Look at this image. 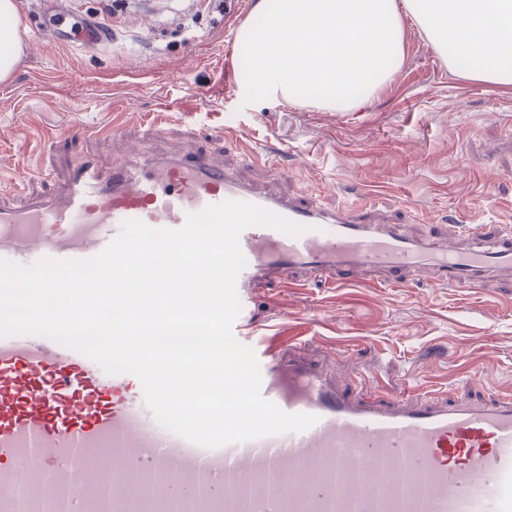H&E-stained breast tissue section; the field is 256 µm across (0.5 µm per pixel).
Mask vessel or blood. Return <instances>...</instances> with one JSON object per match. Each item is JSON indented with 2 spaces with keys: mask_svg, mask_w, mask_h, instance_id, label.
<instances>
[{
  "mask_svg": "<svg viewBox=\"0 0 512 512\" xmlns=\"http://www.w3.org/2000/svg\"><path fill=\"white\" fill-rule=\"evenodd\" d=\"M55 42L98 48L107 20ZM234 199L309 225L293 238L269 226L240 235L237 279L248 308L275 288L379 274L400 287L413 273L435 284L480 287L512 278V233L466 242L406 234L372 204L326 207L242 180L210 153L128 156L105 167L81 159L71 175L18 207L0 206V257L29 265L100 253L127 220L177 229L188 214ZM262 395L283 411L315 415L300 433L208 449L163 428L140 381L110 375L89 357L34 335L0 337V512H133L143 492L171 512H512V394H395L341 385L297 336L258 337Z\"/></svg>",
  "mask_w": 512,
  "mask_h": 512,
  "instance_id": "b4317fda",
  "label": "vessel or blood"
}]
</instances>
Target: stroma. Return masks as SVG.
I'll list each match as a JSON object with an SVG mask.
<instances>
[{
  "label": "stroma",
  "mask_w": 512,
  "mask_h": 512,
  "mask_svg": "<svg viewBox=\"0 0 512 512\" xmlns=\"http://www.w3.org/2000/svg\"><path fill=\"white\" fill-rule=\"evenodd\" d=\"M21 2L22 53L0 81V203L42 194L39 169L59 181L86 154L109 164L132 149L147 158L206 151L261 184L263 168L240 160L272 153L290 194L353 206L371 192L381 216L418 235L463 237L478 224L512 231V84L460 77L414 22L404 24L403 60L389 80L336 111L302 100L247 104L242 88L225 90L224 63L235 58L225 31L248 25L256 0H236L228 13L171 0L152 19L126 0L111 43L96 50L52 41L47 0ZM184 76L190 87L180 86ZM187 92L195 111H160ZM127 99L137 108L116 134L71 135L76 122H111L107 104ZM150 124L161 134L148 140ZM374 279L267 292L252 331L302 335L308 353L335 354L339 379L359 373L371 389L512 393L511 281L449 288L417 274L390 288Z\"/></svg>",
  "instance_id": "1"
}]
</instances>
